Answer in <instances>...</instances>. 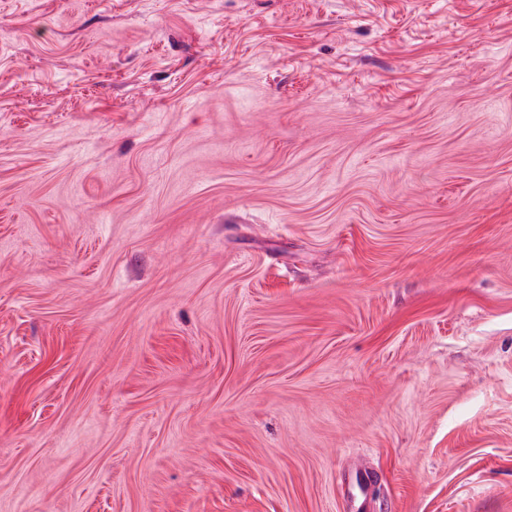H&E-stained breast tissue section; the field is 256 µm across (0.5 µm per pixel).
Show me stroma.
<instances>
[{
    "instance_id": "obj_1",
    "label": "stroma",
    "mask_w": 512,
    "mask_h": 512,
    "mask_svg": "<svg viewBox=\"0 0 512 512\" xmlns=\"http://www.w3.org/2000/svg\"><path fill=\"white\" fill-rule=\"evenodd\" d=\"M0 512H512V0H0Z\"/></svg>"
}]
</instances>
